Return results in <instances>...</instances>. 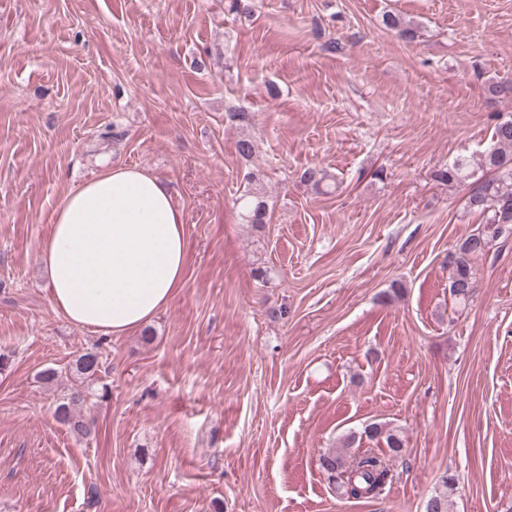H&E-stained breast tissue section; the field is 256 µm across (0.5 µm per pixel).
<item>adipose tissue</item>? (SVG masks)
<instances>
[{"label":"adipose tissue","instance_id":"1","mask_svg":"<svg viewBox=\"0 0 512 512\" xmlns=\"http://www.w3.org/2000/svg\"><path fill=\"white\" fill-rule=\"evenodd\" d=\"M185 215L164 183L114 166L69 193L42 251L53 309L97 334L146 326L183 286Z\"/></svg>","mask_w":512,"mask_h":512}]
</instances>
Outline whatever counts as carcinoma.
I'll list each match as a JSON object with an SVG mask.
<instances>
[{
    "label": "carcinoma",
    "instance_id": "obj_1",
    "mask_svg": "<svg viewBox=\"0 0 512 512\" xmlns=\"http://www.w3.org/2000/svg\"><path fill=\"white\" fill-rule=\"evenodd\" d=\"M493 147L484 154L481 166L494 177L477 183L466 199L467 209L477 212L484 223L477 226L455 249L448 254L451 284L461 283V288H450L451 295L459 303L468 301L474 289V261L485 254L500 235V224H512V120L495 124ZM474 176L469 164L460 160L439 171L437 178L449 184L462 183ZM329 180L328 173L319 167H309L301 174V181L315 189ZM243 220L247 224L261 227L266 224L268 203L266 190L257 177H251L248 189L240 198ZM76 371L92 377L100 367L99 357L94 352L81 355L75 363ZM86 395L76 390L56 407L57 420L75 435H87L91 423L78 407L83 405ZM363 434L369 439L383 438L389 452L398 457L402 454V436L378 423L365 427ZM356 441L350 433L342 440L344 450H329L319 458V468L337 485L349 499L375 497L380 494L390 477L386 463L376 456H352L346 452Z\"/></svg>",
    "mask_w": 512,
    "mask_h": 512
}]
</instances>
